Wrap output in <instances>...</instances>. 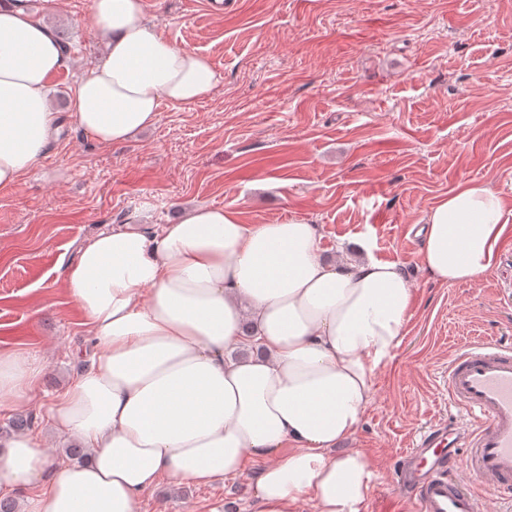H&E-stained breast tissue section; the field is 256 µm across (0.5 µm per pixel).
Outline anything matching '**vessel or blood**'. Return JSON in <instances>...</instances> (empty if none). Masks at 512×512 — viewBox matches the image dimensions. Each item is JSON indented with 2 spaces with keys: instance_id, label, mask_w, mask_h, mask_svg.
<instances>
[{
  "instance_id": "obj_1",
  "label": "vessel or blood",
  "mask_w": 512,
  "mask_h": 512,
  "mask_svg": "<svg viewBox=\"0 0 512 512\" xmlns=\"http://www.w3.org/2000/svg\"><path fill=\"white\" fill-rule=\"evenodd\" d=\"M448 403L460 420L421 431L398 483L418 512H479L474 482L512 500V343L477 342L448 361Z\"/></svg>"
}]
</instances>
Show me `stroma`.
Wrapping results in <instances>:
<instances>
[{
    "instance_id": "1",
    "label": "stroma",
    "mask_w": 512,
    "mask_h": 512,
    "mask_svg": "<svg viewBox=\"0 0 512 512\" xmlns=\"http://www.w3.org/2000/svg\"><path fill=\"white\" fill-rule=\"evenodd\" d=\"M148 21L207 56L210 98L163 105L156 124L98 145L70 118L102 38L93 0H42L39 19L70 45L50 80L58 128L35 169L0 188V351L40 359L35 396H0V439L34 419L53 464L68 463L45 405L84 367L88 328L63 273L94 233L172 224L191 206L244 223L300 219L329 262L361 253L397 265L415 299L393 359L348 447L375 476L363 512H414L397 466L426 427L454 420L448 360L477 340L512 342V224L497 267L443 284L419 260L425 211L459 184L512 204V0H145ZM260 462L210 487L161 479L139 512H245Z\"/></svg>"
}]
</instances>
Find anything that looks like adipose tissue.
Segmentation results:
<instances>
[{
  "label": "adipose tissue",
  "mask_w": 512,
  "mask_h": 512,
  "mask_svg": "<svg viewBox=\"0 0 512 512\" xmlns=\"http://www.w3.org/2000/svg\"><path fill=\"white\" fill-rule=\"evenodd\" d=\"M106 40L71 96L73 121L112 145L155 125L162 102L209 97L218 77L146 19L143 0H93ZM69 57L19 0H0V186L44 154L57 115L49 81ZM423 267L435 280L491 271L512 223L496 190L460 184L425 213ZM89 326L87 366L48 406L84 464L50 467L33 435L0 442V491L28 489L23 512H138L161 477L211 486L262 460L249 512H362L371 460L358 431L414 302L395 263L326 262L315 225L246 224L193 206L177 223L128 224L87 240L64 269ZM252 337L241 333L244 321ZM43 363L0 352V393H33Z\"/></svg>",
  "instance_id": "adipose-tissue-1"
}]
</instances>
